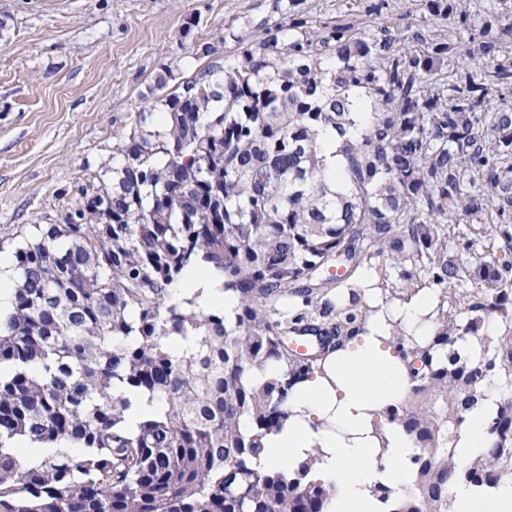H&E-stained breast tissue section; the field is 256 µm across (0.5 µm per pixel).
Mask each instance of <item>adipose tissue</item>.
<instances>
[{
    "label": "adipose tissue",
    "mask_w": 512,
    "mask_h": 512,
    "mask_svg": "<svg viewBox=\"0 0 512 512\" xmlns=\"http://www.w3.org/2000/svg\"><path fill=\"white\" fill-rule=\"evenodd\" d=\"M432 309L431 295L423 294L380 310L359 342L327 357L324 375L296 385L290 397L295 416L269 436L266 463L291 468L309 455H318L319 474L338 486L335 512H378L379 504L370 493L374 484L395 489L407 486L413 442L394 427L387 431V447H380L373 434L375 413L406 384L398 361L386 347L392 323L429 335L432 326L427 316ZM497 399L495 388H488L486 399L469 413L457 446L460 464H468L483 448L486 424ZM452 492V512H512L511 482L488 495L464 484L455 485Z\"/></svg>",
    "instance_id": "ef3b65f1"
}]
</instances>
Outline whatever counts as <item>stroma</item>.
I'll list each match as a JSON object with an SVG mask.
<instances>
[{
	"instance_id": "stroma-1",
	"label": "stroma",
	"mask_w": 512,
	"mask_h": 512,
	"mask_svg": "<svg viewBox=\"0 0 512 512\" xmlns=\"http://www.w3.org/2000/svg\"><path fill=\"white\" fill-rule=\"evenodd\" d=\"M279 18L275 0H0V254L111 161L162 69L190 78L205 65L194 42Z\"/></svg>"
}]
</instances>
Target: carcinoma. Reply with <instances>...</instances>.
I'll return each instance as SVG.
<instances>
[{
    "label": "carcinoma",
    "instance_id": "carcinoma-1",
    "mask_svg": "<svg viewBox=\"0 0 512 512\" xmlns=\"http://www.w3.org/2000/svg\"><path fill=\"white\" fill-rule=\"evenodd\" d=\"M422 0L439 38L384 26L389 0L330 19L277 0L282 21L194 44L210 62L174 91L166 68L141 94L129 132L79 186L57 222L14 253L17 284L0 321V512H331L336 485L314 455L264 467L267 437L292 416V388L322 353L365 332L357 295L336 309L370 255L419 268L458 299L433 333L392 325L406 387L377 412L416 456L406 492L371 490L382 512H450L457 484L489 491L512 473V400L499 404L480 454L456 459L467 414L512 377V351L489 334L512 305V0ZM234 48L226 49L228 42ZM366 100V122L352 112ZM336 134L343 188L325 174ZM489 241L474 261L468 235ZM210 277L232 300L201 302L177 285ZM302 309L288 316V298ZM151 410L127 425L134 399Z\"/></svg>",
    "mask_w": 512,
    "mask_h": 512
}]
</instances>
